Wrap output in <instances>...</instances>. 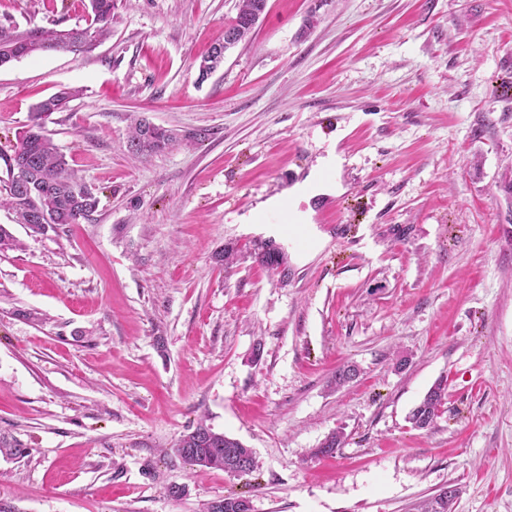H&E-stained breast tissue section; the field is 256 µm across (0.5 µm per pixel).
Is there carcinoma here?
<instances>
[{
	"label": "carcinoma",
	"instance_id": "1",
	"mask_svg": "<svg viewBox=\"0 0 512 512\" xmlns=\"http://www.w3.org/2000/svg\"><path fill=\"white\" fill-rule=\"evenodd\" d=\"M267 0H238L237 13L226 29L238 32V41L251 37L265 14ZM86 26L68 30L32 28L18 30L11 24L0 23V66L24 57L48 51L81 53L92 50L112 31L114 0H89L85 6ZM224 45L219 44L202 58L198 80L204 82L224 62ZM76 92L63 88L37 103L29 123L19 132L13 155L7 161L8 178L0 193V206L13 211L19 224L42 233L56 225L78 224L91 218L98 199L93 191L78 181L69 171L68 162L52 141L43 134L45 120L62 109ZM179 140V134L146 118L136 119L130 126L126 148L129 154L161 153ZM260 264L278 269L287 264L284 250L272 241L254 250ZM448 397V382L438 379L423 400L411 410L408 422L418 430L434 427ZM343 429L332 431L315 448L316 457H331L345 443ZM174 452L185 462L205 469L220 470L231 475H246L257 467L252 449L237 439L215 431L204 422L182 435ZM206 512H244L240 497H226L211 502Z\"/></svg>",
	"mask_w": 512,
	"mask_h": 512
}]
</instances>
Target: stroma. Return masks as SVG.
<instances>
[{"label": "stroma", "mask_w": 512, "mask_h": 512, "mask_svg": "<svg viewBox=\"0 0 512 512\" xmlns=\"http://www.w3.org/2000/svg\"><path fill=\"white\" fill-rule=\"evenodd\" d=\"M238 0H117L94 49L0 66V180L31 107L99 204L0 251V512H512V0H268L199 81ZM78 0H0L20 29ZM177 130L128 157L132 114ZM341 193L273 207L332 156ZM275 241L287 272L255 261ZM236 245L233 265L215 253ZM404 369H396L399 358ZM350 364L342 388L331 378ZM432 429L406 417L439 378ZM232 476L173 448L199 421ZM335 457L310 452L330 432ZM182 486L180 496L167 493ZM235 43V35L233 33H228L225 37L224 45L218 44L217 46H214L209 54L202 58L198 66L199 81H206L210 74L220 67V65L224 62L223 50L224 55L226 53V49L224 47H229ZM173 448L185 462L205 469L246 475L257 467L256 457L237 439L230 438L204 422L182 435Z\"/></svg>", "instance_id": "obj_1"}]
</instances>
